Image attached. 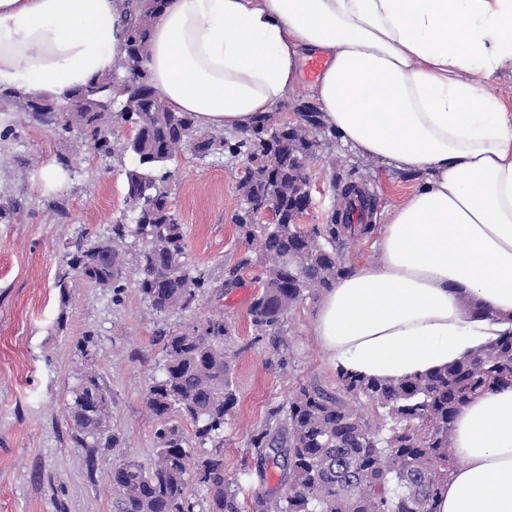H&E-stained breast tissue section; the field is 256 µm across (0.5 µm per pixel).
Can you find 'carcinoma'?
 I'll return each mask as SVG.
<instances>
[{
  "mask_svg": "<svg viewBox=\"0 0 512 512\" xmlns=\"http://www.w3.org/2000/svg\"><path fill=\"white\" fill-rule=\"evenodd\" d=\"M126 54L112 73L84 87L111 99L92 114L77 90L32 96L0 90V112H26L61 133L78 130L100 153L114 150L113 128L127 124L135 136L119 151L133 157L126 170L128 213L112 226V237L97 247L80 248L66 263L82 268L81 278L121 291L122 257L118 243L137 245V287L156 314L185 311L208 287L205 275L185 261L182 227L169 210V163L189 149L200 158H245L250 167L239 185L244 206L235 222L262 255L261 292L248 314L260 335L277 334L301 300L327 292L350 272L337 244L350 224L336 215L306 230L296 222L309 206L303 155L319 146L317 112H303L290 129L269 114L250 130L224 137L204 133L188 112H174L157 96L145 67L154 15L163 0H123ZM272 204L277 219L255 238V213ZM231 325L207 318L189 331L164 338L161 377L149 387L146 403L161 419L153 466L123 458L112 466V512H242L238 487L224 474L217 443L237 402L227 345ZM512 388V330L434 372L398 381L336 370L335 384L302 385L285 405L272 411L251 435L260 486L270 470L279 473L280 493L255 492L260 512H437L454 467L451 437L457 412L474 397ZM109 397L97 378L81 380L68 414L80 444L92 437L106 448L119 438L106 429ZM191 421L201 445L215 443L210 455L191 465L192 452L171 413ZM205 492L192 501L191 484Z\"/></svg>",
  "mask_w": 512,
  "mask_h": 512,
  "instance_id": "1",
  "label": "carcinoma"
}]
</instances>
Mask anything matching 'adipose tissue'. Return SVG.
<instances>
[{"mask_svg":"<svg viewBox=\"0 0 512 512\" xmlns=\"http://www.w3.org/2000/svg\"><path fill=\"white\" fill-rule=\"evenodd\" d=\"M125 53L118 0H0V87L87 86ZM310 92L343 142L419 184L378 260L337 279L313 323L335 367L398 380L461 360L512 321V0H164L151 84L203 130H247ZM438 512H512V388L455 416Z\"/></svg>","mask_w":512,"mask_h":512,"instance_id":"obj_1","label":"adipose tissue"}]
</instances>
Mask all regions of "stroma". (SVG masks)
<instances>
[{"instance_id": "obj_1", "label": "stroma", "mask_w": 512, "mask_h": 512, "mask_svg": "<svg viewBox=\"0 0 512 512\" xmlns=\"http://www.w3.org/2000/svg\"><path fill=\"white\" fill-rule=\"evenodd\" d=\"M5 119L18 137L0 141V204L11 200L18 209L0 221V512H112L115 456L77 442L67 409L72 391L81 378L95 376L110 398V430L120 451L151 464L158 419L146 394L165 361L163 337L207 317L232 326L228 359L238 401L224 428V471L242 488V512H256L250 436L299 385L330 383L336 369L312 335L316 300L288 313L280 348L256 337L248 309L261 286L260 252L233 220L245 160L214 163L186 149L172 164L171 212L183 229L187 262L206 274L209 286L189 310L156 314L135 284L129 241L121 246L120 298L84 280L73 281L64 296L55 286L79 245L111 237L126 210L131 157L99 155L79 133L58 136L23 112ZM62 154L69 170L57 162ZM307 172L311 205L300 219L307 229L326 223L338 198L335 182L351 180L371 194L379 225L418 183L416 175L337 137L317 147Z\"/></svg>"}]
</instances>
